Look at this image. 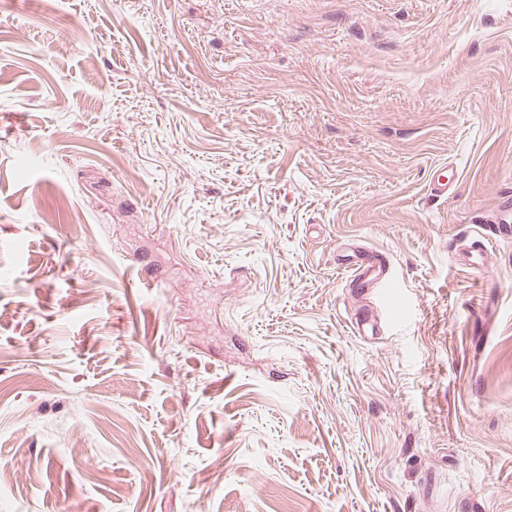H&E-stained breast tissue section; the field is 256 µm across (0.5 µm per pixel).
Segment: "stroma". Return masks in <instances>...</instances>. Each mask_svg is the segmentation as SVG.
Returning a JSON list of instances; mask_svg holds the SVG:
<instances>
[{
  "mask_svg": "<svg viewBox=\"0 0 512 512\" xmlns=\"http://www.w3.org/2000/svg\"><path fill=\"white\" fill-rule=\"evenodd\" d=\"M509 191L512 0H0V512H512ZM501 199L502 201L497 207L496 212L487 217L485 224L478 225L479 231L476 232L475 236L473 237L471 245L468 248L459 251L458 264L461 267L485 268L488 259L487 249L491 242L487 236L497 238L496 236H499L500 233H508V227L510 228V225L507 227L506 224L502 223L503 220L499 218V215L509 209L510 199L512 207V195L503 196ZM495 228L498 229L499 233L494 232V230L496 231ZM488 232L492 233V235H490ZM350 273L348 281L355 288H383L386 284L384 264L377 251H364L356 260L342 266Z\"/></svg>",
  "mask_w": 512,
  "mask_h": 512,
  "instance_id": "obj_1",
  "label": "stroma"
}]
</instances>
